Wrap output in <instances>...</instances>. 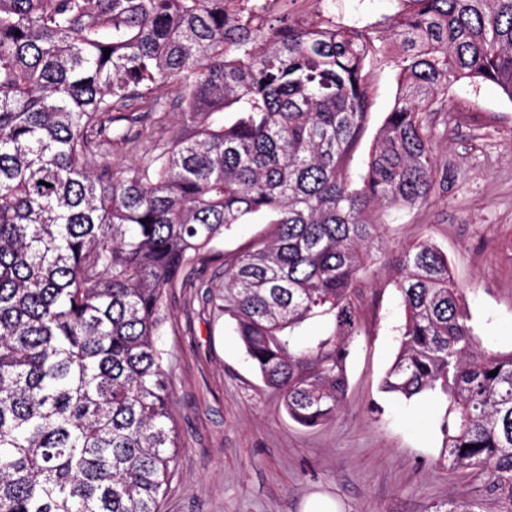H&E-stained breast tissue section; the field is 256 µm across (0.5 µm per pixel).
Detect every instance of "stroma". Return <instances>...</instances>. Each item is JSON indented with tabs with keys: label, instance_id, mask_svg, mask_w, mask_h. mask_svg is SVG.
<instances>
[{
	"label": "stroma",
	"instance_id": "obj_1",
	"mask_svg": "<svg viewBox=\"0 0 512 512\" xmlns=\"http://www.w3.org/2000/svg\"><path fill=\"white\" fill-rule=\"evenodd\" d=\"M405 7L404 0H280L270 16L382 30ZM400 51L385 42L383 56L365 66L367 118L350 153L351 179L365 171L395 104ZM444 111L434 143L448 190L384 216L381 243L360 274L348 394L331 421L312 428L292 421L232 325L211 310L208 291L223 285L225 261L269 232L262 217L225 234L188 266V284L169 290L159 345L171 359L178 448L162 512H438L448 502L485 500V475L451 472L444 459L445 396L405 400L381 390L404 321L392 266L418 242L447 255L483 348L512 351V98L495 84L463 79L449 86ZM179 132L167 112L162 125L136 127L135 142L115 144L109 160L125 168Z\"/></svg>",
	"mask_w": 512,
	"mask_h": 512
}]
</instances>
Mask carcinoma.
Instances as JSON below:
<instances>
[{"mask_svg": "<svg viewBox=\"0 0 512 512\" xmlns=\"http://www.w3.org/2000/svg\"><path fill=\"white\" fill-rule=\"evenodd\" d=\"M408 2L386 37L401 90L355 184L381 32L271 25L231 0H0V512H160L168 290L248 215L273 230L209 301L290 419L336 416L380 215L446 182L434 97L468 78L512 98V0ZM171 83L181 133L112 170L118 125L162 122ZM393 284L405 321L382 392L440 389L448 469L486 473L512 512V352L480 346L434 245L408 247ZM314 319L331 329L300 335Z\"/></svg>", "mask_w": 512, "mask_h": 512, "instance_id": "carcinoma-1", "label": "carcinoma"}]
</instances>
